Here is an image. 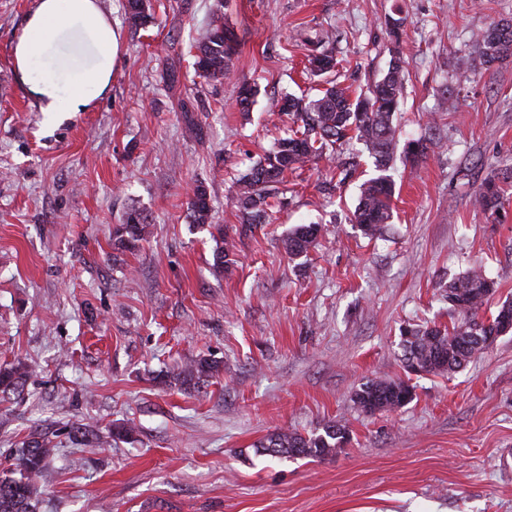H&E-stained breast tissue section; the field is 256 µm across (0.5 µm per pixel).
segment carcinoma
I'll return each instance as SVG.
<instances>
[{
  "instance_id": "1",
  "label": "carcinoma",
  "mask_w": 512,
  "mask_h": 512,
  "mask_svg": "<svg viewBox=\"0 0 512 512\" xmlns=\"http://www.w3.org/2000/svg\"><path fill=\"white\" fill-rule=\"evenodd\" d=\"M223 3L216 4L214 18L196 46L194 69L206 81H222L234 69L237 36L224 24ZM125 16L132 28L146 26L152 14L146 0H128ZM309 62H318L320 75L336 71L339 61L334 43L336 33L321 29L303 39ZM512 56V23H493L482 36L478 61L489 70ZM404 82V61L393 56L382 80L364 93L354 95L349 88L328 79L320 94L305 99L286 94L277 102L278 111L297 123V129L277 140L265 157L254 164L237 181L239 223L243 227L263 224L269 218L271 200L283 199L290 192L288 174L303 164L324 159L341 167L340 147L349 139L363 143L368 156L374 159L380 175L363 184L353 212V223L363 235L374 238L393 220L395 183L385 174L394 158L397 129L393 115L397 111ZM257 90L250 84L239 87L237 103L243 112L250 111ZM512 179V169L485 179L475 195V202L491 216L503 208V185ZM191 223L208 229L216 243L214 265L230 268L236 263L237 229L228 224L212 223V207L207 188L195 186L189 199ZM149 218L132 208L123 223L112 229V246L120 252H135L145 240ZM321 235L319 224H296L286 234L284 247L288 255L300 258L317 244ZM495 282L480 268L466 272L448 285V304L461 315L452 328L427 326L405 331L402 340L403 368L406 373H453L465 367L485 348L478 337L498 328L502 320H512V301L503 302L486 319L478 312L495 293ZM217 370L216 362L200 359L186 368L183 380L200 381ZM27 372L19 368L0 369V392H17L23 387ZM412 398L410 386L398 380L368 381L353 395L357 408L369 415L395 410ZM349 440L348 427L329 422L320 432L303 435L297 431L271 433L256 451L278 458L324 459L336 453ZM52 452L45 441L32 436L10 454L9 467L0 469V512H37L38 488L47 460Z\"/></svg>"
}]
</instances>
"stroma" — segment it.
Listing matches in <instances>:
<instances>
[{
	"mask_svg": "<svg viewBox=\"0 0 512 512\" xmlns=\"http://www.w3.org/2000/svg\"><path fill=\"white\" fill-rule=\"evenodd\" d=\"M219 1L239 47L230 78L208 82L192 46ZM34 3L0 0V366L32 371L23 393H0V462L30 436L51 442L40 512H512V332L451 376L406 375L401 346L406 327L459 321L448 284L469 267L496 283L489 309L512 300V183L501 218L475 202L512 166V57L457 68L512 0H149L136 32L126 0H100L125 40L112 89L51 120L11 61ZM328 27L352 91L404 61L393 221L375 239L352 223L377 171L351 140L356 169L306 163L270 223L237 240V264L215 269L189 196L204 183L215 223H236V179L293 126L275 100L322 87L301 73L303 38ZM242 83L257 88L247 112ZM423 136L428 158L405 162ZM133 207L151 226L122 254L112 227ZM297 224L323 234L293 259L282 239ZM202 357L213 378L176 381ZM399 377L408 404L356 408L362 383ZM335 420L350 439L333 457L256 451ZM82 425L104 443L75 444Z\"/></svg>",
	"mask_w": 512,
	"mask_h": 512,
	"instance_id": "1",
	"label": "stroma"
}]
</instances>
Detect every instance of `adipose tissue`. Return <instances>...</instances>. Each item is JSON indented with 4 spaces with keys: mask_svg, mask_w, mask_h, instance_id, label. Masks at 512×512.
Returning a JSON list of instances; mask_svg holds the SVG:
<instances>
[{
    "mask_svg": "<svg viewBox=\"0 0 512 512\" xmlns=\"http://www.w3.org/2000/svg\"><path fill=\"white\" fill-rule=\"evenodd\" d=\"M122 55L121 34L98 0H36L12 47L17 80L49 114L95 105Z\"/></svg>",
    "mask_w": 512,
    "mask_h": 512,
    "instance_id": "adipose-tissue-1",
    "label": "adipose tissue"
}]
</instances>
